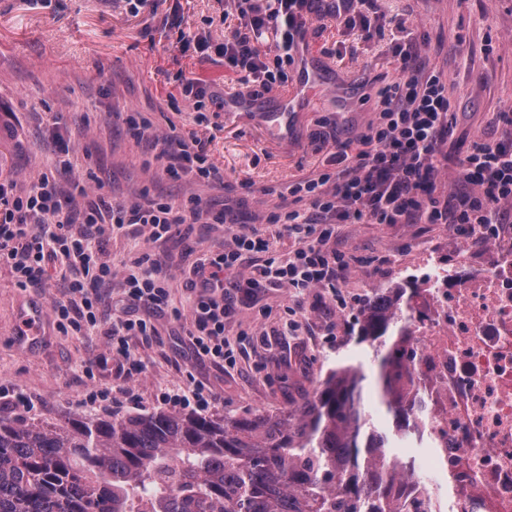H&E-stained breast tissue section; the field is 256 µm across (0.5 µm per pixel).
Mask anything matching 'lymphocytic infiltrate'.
<instances>
[{
  "label": "lymphocytic infiltrate",
  "instance_id": "f902f5d3",
  "mask_svg": "<svg viewBox=\"0 0 512 512\" xmlns=\"http://www.w3.org/2000/svg\"><path fill=\"white\" fill-rule=\"evenodd\" d=\"M314 0H230L224 11L233 27L223 43L212 44L196 33H181V51H195L200 61L222 58L243 84L263 90L287 82L298 43L315 10ZM400 60L397 78L378 89L377 118L353 142L337 144L326 168L289 184L268 188L277 199L269 223L293 237L287 258L271 256L270 241L257 230L234 234L209 266H195L200 293L190 305L186 334L197 355L215 366L234 364V350L224 339V321L239 288H288L301 297L333 285L347 269L342 252L329 246L340 224H453L465 236L496 240L512 228V111L499 113L502 138L474 140L456 178L460 189L447 194L439 185L437 159L455 118L442 72L426 70L413 43L395 42ZM54 146L53 169L24 183L0 170V266H6L19 287L35 284L44 262L71 275L70 297L55 303L58 329L89 336L104 331L110 357L136 363L133 340L157 333L148 312L166 307L170 276L152 250L181 226L225 224L226 210H216L199 197L169 201L143 193L135 201L112 204L101 192L64 202L60 182L74 175L75 149L60 117L47 121ZM155 167L170 176L196 181L216 179L204 144L194 137L169 134L155 138ZM146 236L128 265L122 288L130 307L145 316L112 321L101 328L100 286L111 283L112 268L103 258L108 238ZM266 255L246 283H225L222 273L244 254Z\"/></svg>",
  "mask_w": 512,
  "mask_h": 512
}]
</instances>
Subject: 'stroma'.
I'll return each mask as SVG.
<instances>
[{"instance_id":"obj_1","label":"stroma","mask_w":512,"mask_h":512,"mask_svg":"<svg viewBox=\"0 0 512 512\" xmlns=\"http://www.w3.org/2000/svg\"><path fill=\"white\" fill-rule=\"evenodd\" d=\"M225 6V0H186L181 29L169 31L162 27L163 0L156 11L136 15L125 0H0V126L20 135L16 141L0 137V164L23 182L52 169L45 124L58 114L88 191L104 187L117 201L144 191L174 199L194 194L218 207L234 205L238 215L237 224H214L195 230L190 240L154 245L172 275L170 302L152 318L157 340L136 348L138 370L104 360L106 336L56 327L52 306L67 299L69 288L53 267L29 288L0 268V388L35 397V415L82 412L94 389L109 392L105 405L111 409L152 410L161 407L168 385L198 382L209 390L211 413L290 409L333 367L371 369L368 345L350 338L370 288L417 280L410 262L420 250L431 251L440 266L458 253L459 233L446 224L340 225L335 246L348 270L335 290L297 298L286 288H265L240 296L224 322L235 365L219 369L196 356L174 315L188 310L197 294L184 269L222 253L238 226L266 230L273 202L264 187L315 175L337 142L365 130L375 118L372 102L340 104L336 98L366 78L393 81L399 62L390 46L400 35L424 44L428 66L448 77L457 118L449 158L463 156L475 137L487 133L493 113L512 109V0H377L382 33L371 40L330 21L309 24L295 59L313 56L332 91L302 103L290 141L281 142L264 115L278 111L287 87L254 91L240 85L223 60L203 63L176 47L183 29L222 43ZM183 75L207 87L208 124L194 122L180 95ZM131 112L149 120V138H128L122 116ZM174 131L205 142L221 181L186 182L145 165L152 136ZM131 246L121 236L108 245L112 285L99 306L102 322L124 309L121 282ZM34 308L44 325L39 334L21 335V321ZM290 319L300 329L286 336Z\"/></svg>"}]
</instances>
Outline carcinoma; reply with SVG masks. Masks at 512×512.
<instances>
[{
  "label": "carcinoma",
  "instance_id": "cac0c4a2",
  "mask_svg": "<svg viewBox=\"0 0 512 512\" xmlns=\"http://www.w3.org/2000/svg\"><path fill=\"white\" fill-rule=\"evenodd\" d=\"M412 295L375 292L356 322L387 424L352 365L278 414L0 413V512H396L389 491L409 471L393 448L424 444L402 391L414 350L398 311Z\"/></svg>",
  "mask_w": 512,
  "mask_h": 512
}]
</instances>
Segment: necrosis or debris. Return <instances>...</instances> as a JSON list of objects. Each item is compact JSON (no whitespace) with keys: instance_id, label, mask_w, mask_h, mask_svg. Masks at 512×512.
<instances>
[{"instance_id":"1","label":"necrosis or debris","mask_w":512,"mask_h":512,"mask_svg":"<svg viewBox=\"0 0 512 512\" xmlns=\"http://www.w3.org/2000/svg\"><path fill=\"white\" fill-rule=\"evenodd\" d=\"M422 279L402 322L416 350L409 398L434 447L392 497L404 512H512V240L493 263L429 264Z\"/></svg>"}]
</instances>
